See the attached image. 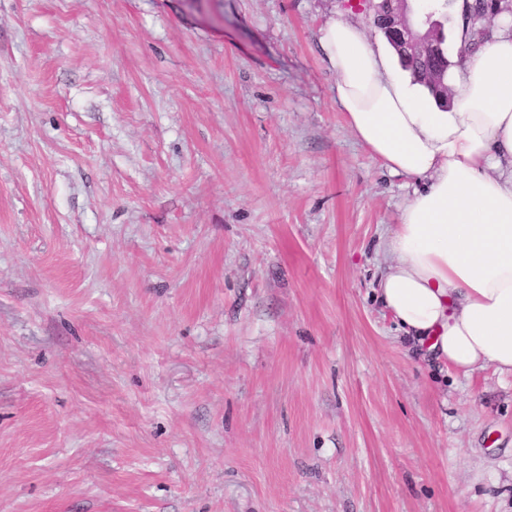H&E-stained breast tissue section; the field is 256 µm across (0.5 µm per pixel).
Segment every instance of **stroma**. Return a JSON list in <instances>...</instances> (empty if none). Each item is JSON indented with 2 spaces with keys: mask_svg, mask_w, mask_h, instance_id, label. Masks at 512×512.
Segmentation results:
<instances>
[{
  "mask_svg": "<svg viewBox=\"0 0 512 512\" xmlns=\"http://www.w3.org/2000/svg\"><path fill=\"white\" fill-rule=\"evenodd\" d=\"M346 0H0V512H512V375L373 291L412 187Z\"/></svg>",
  "mask_w": 512,
  "mask_h": 512,
  "instance_id": "1",
  "label": "stroma"
}]
</instances>
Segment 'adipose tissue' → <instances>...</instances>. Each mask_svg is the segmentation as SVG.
I'll return each mask as SVG.
<instances>
[{
	"mask_svg": "<svg viewBox=\"0 0 512 512\" xmlns=\"http://www.w3.org/2000/svg\"><path fill=\"white\" fill-rule=\"evenodd\" d=\"M501 24L449 73L446 100L345 15L320 36L352 135L414 182L376 250L378 300L419 352L466 375L512 374V16Z\"/></svg>",
	"mask_w": 512,
	"mask_h": 512,
	"instance_id": "adipose-tissue-1",
	"label": "adipose tissue"
}]
</instances>
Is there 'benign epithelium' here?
I'll use <instances>...</instances> for the list:
<instances>
[{
    "mask_svg": "<svg viewBox=\"0 0 512 512\" xmlns=\"http://www.w3.org/2000/svg\"><path fill=\"white\" fill-rule=\"evenodd\" d=\"M383 33L410 55L429 52L434 38L431 14L423 0H365Z\"/></svg>",
    "mask_w": 512,
    "mask_h": 512,
    "instance_id": "7a95c632",
    "label": "benign epithelium"
}]
</instances>
